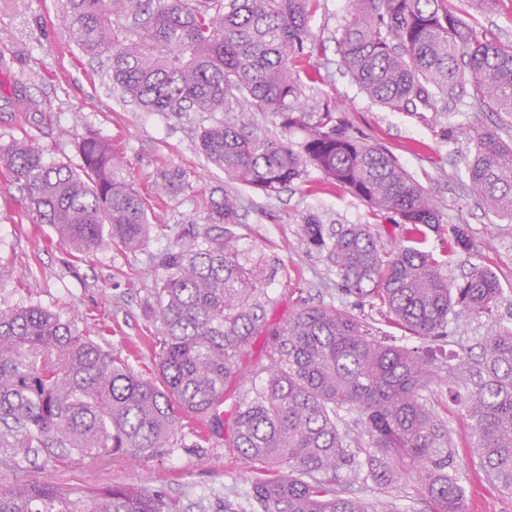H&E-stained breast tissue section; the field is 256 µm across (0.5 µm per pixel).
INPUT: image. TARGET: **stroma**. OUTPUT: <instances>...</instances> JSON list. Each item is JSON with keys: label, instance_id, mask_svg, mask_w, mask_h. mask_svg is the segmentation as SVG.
<instances>
[{"label": "stroma", "instance_id": "obj_1", "mask_svg": "<svg viewBox=\"0 0 512 512\" xmlns=\"http://www.w3.org/2000/svg\"><path fill=\"white\" fill-rule=\"evenodd\" d=\"M63 3L0 0V145L28 139L42 148L46 161L75 165L78 140L96 131L117 146L127 179L147 204L157 206L163 226L152 230L141 251L107 244L90 260L77 262L49 225L33 223L18 202L16 185L0 174V308L39 306L79 329L103 332L112 350H134L132 365L150 378L155 358L148 343L147 306L156 280L164 275L161 256L173 246L187 245L192 235L228 232L242 257L273 270L264 285L268 327L278 326L302 306L322 303L346 305L373 327H382L369 301L347 293L335 268L307 250L298 227L303 216L313 214L326 225L369 224L382 241L403 244L405 226L381 222L366 203L326 188L313 172L273 198L225 183L223 172L196 148L199 131L213 123V115L146 112L121 98L98 63L71 44L60 20ZM349 9L350 0H320L311 26L324 50L311 63L330 77L306 83V95L317 104L343 102L348 120L365 138L389 148L433 197L442 230H425L427 250L440 252L446 229L467 230L470 248L455 257L448 277L459 284L472 267L493 272L503 288L496 315L512 318V221L487 213L470 187L466 158L472 147L460 131L467 113L421 116L368 99L339 71L336 38ZM24 96L38 101L39 111H22L18 100ZM162 169L180 172L183 188L158 201L153 184ZM219 186L239 198L237 223L208 220L203 200ZM267 341L264 334L253 338L241 375L226 395L225 414H232L238 396L251 388L257 371L266 365ZM436 399L448 410L466 512H512V495L487 481L471 431L449 393L438 390ZM193 430V418H183L176 445L136 460L115 453L51 461L42 452L21 459L20 465L36 481L95 488L133 485L175 500L179 512H224L225 500L244 502L253 475L236 449L227 447L220 435L196 447Z\"/></svg>", "mask_w": 512, "mask_h": 512}]
</instances>
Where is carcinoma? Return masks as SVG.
<instances>
[{"mask_svg":"<svg viewBox=\"0 0 512 512\" xmlns=\"http://www.w3.org/2000/svg\"><path fill=\"white\" fill-rule=\"evenodd\" d=\"M497 0H352L338 40L341 67L375 104L436 112L470 88L471 112L512 116V41L474 17ZM319 0H65L71 42L146 112H220L197 147L224 179L274 197L316 171L323 184L365 202L392 224L438 230L429 193L337 108L311 107L317 81L310 25ZM270 118L274 135L254 122ZM474 148L470 182L496 215L512 218V145L461 126ZM297 133L300 140L290 135ZM80 164H48L33 142L0 146V166L35 224L51 226L80 260L105 242L142 249L155 210L124 175L112 142L94 132ZM180 175L164 171L160 192ZM213 224H234L237 199L205 200ZM299 234L336 268L346 291L389 325L425 343L448 337L449 318L490 317L503 293L486 269L454 285L443 270L466 246L454 230L436 255L391 246L369 224L337 229L315 215ZM166 275L148 309L160 383L128 359L41 307L0 309V512H177L159 494L116 484L90 489L27 478L16 457L53 445L80 455L138 458L173 444L180 417L205 423L201 448L224 426L219 410L251 339L271 336L261 382L237 406L228 447L253 473L254 512H400L351 485L411 488L425 512H465L448 426L435 388L448 387L469 420L479 465L512 494V323L495 321L480 360L443 370L429 351L389 344L346 306H303L275 329L261 300L265 271L234 240L208 233L163 254ZM353 416V426L346 416Z\"/></svg>","mask_w":512,"mask_h":512,"instance_id":"1","label":"carcinoma"}]
</instances>
